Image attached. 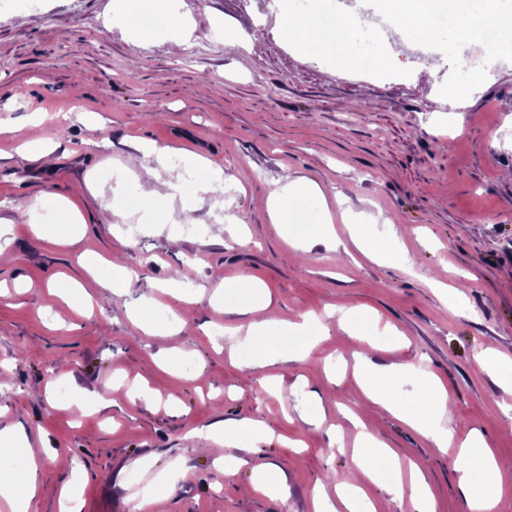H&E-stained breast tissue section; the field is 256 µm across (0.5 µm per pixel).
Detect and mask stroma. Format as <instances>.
<instances>
[{"instance_id":"stroma-1","label":"stroma","mask_w":512,"mask_h":512,"mask_svg":"<svg viewBox=\"0 0 512 512\" xmlns=\"http://www.w3.org/2000/svg\"><path fill=\"white\" fill-rule=\"evenodd\" d=\"M117 0H43L0 15V219L11 222V261L0 264V429L40 451L35 500L0 499V512H59L72 485L81 512H138L134 490L170 475L146 512H313L311 489L355 471L356 413L369 432L416 465L435 512H468L456 447L440 449L361 388L362 365H420L448 391L457 438L479 430L492 451L498 512H512V385L486 368L512 356V59L490 80L463 82L458 40L439 70L431 46L388 41L384 59L402 79L375 80L374 59L323 67L287 40L272 0H177L191 39L163 26L142 37L117 16ZM233 29L237 44L224 40ZM77 111L57 128L41 115ZM53 149L43 163V146ZM172 148L193 231L166 222V203L128 215L112 175L137 147ZM224 171L201 193L196 160ZM318 184L285 203L294 224L272 223L284 177ZM72 201L66 224L57 209ZM42 200L35 238L23 218ZM331 218L341 244L298 248ZM405 251L377 260L352 225ZM76 243L63 244L65 236ZM139 283L112 290L120 269ZM259 281L281 321L354 309L365 340L335 320L312 337L280 324L253 326L231 281ZM178 278L181 296L157 290ZM226 310L216 313L215 295ZM175 309L178 335L139 327L144 298ZM283 357L265 363L269 350ZM152 399L114 394L116 380ZM88 403L77 415L55 386ZM255 420L266 439L225 448L227 474L201 433ZM286 478L279 497L254 480Z\"/></svg>"}]
</instances>
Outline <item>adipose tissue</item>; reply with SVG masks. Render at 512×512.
Returning a JSON list of instances; mask_svg holds the SVG:
<instances>
[{"mask_svg":"<svg viewBox=\"0 0 512 512\" xmlns=\"http://www.w3.org/2000/svg\"><path fill=\"white\" fill-rule=\"evenodd\" d=\"M355 19H342L332 30L316 27L310 18H286L282 26L288 36L296 39L322 41L332 39L341 52L350 58L357 57L354 41ZM398 376L393 367H375L362 377L364 392L376 395L402 417L413 429L429 439L435 447L444 448L454 438L453 429L444 423L448 410V392L440 385L437 377L428 370L418 368L414 379L418 386L417 399L405 403L393 390L392 385ZM26 465L19 470L0 469V498L13 501L23 498L33 501L37 493L39 462L33 449H26ZM355 461L360 472L369 480H376L385 470H392V491L395 496H408L415 512H434V503L428 487L418 471L409 476H401V466L390 448L376 440L367 430H359L356 437ZM495 466L485 442L477 434H470L463 441L461 451L455 460V468L460 472L466 485V498L469 512H494L497 505V492L493 485L475 480L478 472L491 471Z\"/></svg>","mask_w":512,"mask_h":512,"instance_id":"adipose-tissue-1","label":"adipose tissue"}]
</instances>
